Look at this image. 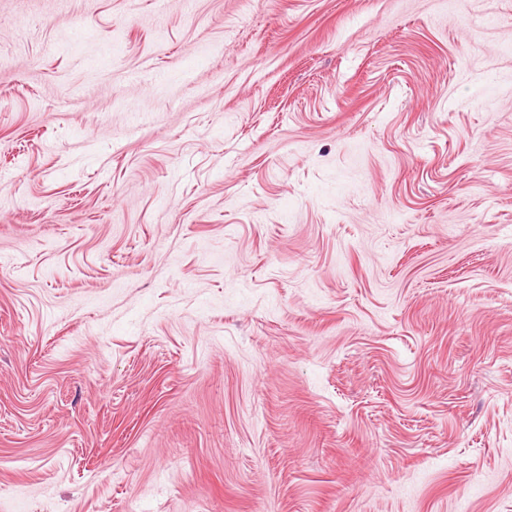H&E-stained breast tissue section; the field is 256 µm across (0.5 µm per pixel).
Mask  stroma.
<instances>
[{"label": "stroma", "instance_id": "stroma-1", "mask_svg": "<svg viewBox=\"0 0 512 512\" xmlns=\"http://www.w3.org/2000/svg\"><path fill=\"white\" fill-rule=\"evenodd\" d=\"M0 512H512V0H0Z\"/></svg>", "mask_w": 512, "mask_h": 512}]
</instances>
